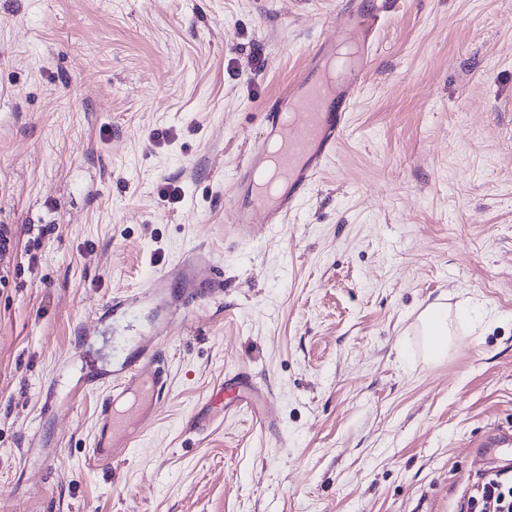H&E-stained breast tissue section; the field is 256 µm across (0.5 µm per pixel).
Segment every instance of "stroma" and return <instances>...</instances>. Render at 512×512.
<instances>
[{
  "instance_id": "35a3bbf8",
  "label": "stroma",
  "mask_w": 512,
  "mask_h": 512,
  "mask_svg": "<svg viewBox=\"0 0 512 512\" xmlns=\"http://www.w3.org/2000/svg\"><path fill=\"white\" fill-rule=\"evenodd\" d=\"M335 10L0 0V512H461L482 439L512 425V0H397L297 213L225 249L264 107ZM202 243L223 301L172 326L135 451L88 461L105 393L81 392L86 365L111 368L154 319L147 303L104 330L99 308ZM437 301L455 335L432 362L417 318ZM64 356L59 393L80 401L43 413ZM236 372L272 428L244 411L186 431Z\"/></svg>"
}]
</instances>
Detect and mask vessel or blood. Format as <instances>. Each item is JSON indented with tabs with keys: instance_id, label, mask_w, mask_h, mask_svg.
<instances>
[{
	"instance_id": "b4317fda",
	"label": "vessel or blood",
	"mask_w": 512,
	"mask_h": 512,
	"mask_svg": "<svg viewBox=\"0 0 512 512\" xmlns=\"http://www.w3.org/2000/svg\"><path fill=\"white\" fill-rule=\"evenodd\" d=\"M396 0H337L330 19L333 36L315 44L302 73L269 101L263 112L264 138L276 141L273 154L257 150L240 168L234 200L224 208V225L236 234V245L251 241L256 214L266 223H284L294 213L317 176L335 156L371 64L372 36L383 13ZM224 295L220 259L205 247L154 272L146 284L120 300L102 306L105 323L146 302L160 316L134 340V353L108 372L88 375L86 384L105 390L87 454L99 463L127 455L156 418L167 369L161 353L173 323L190 326L195 315ZM256 386L244 373L230 374L213 388L210 407L232 415L255 409Z\"/></svg>"
}]
</instances>
